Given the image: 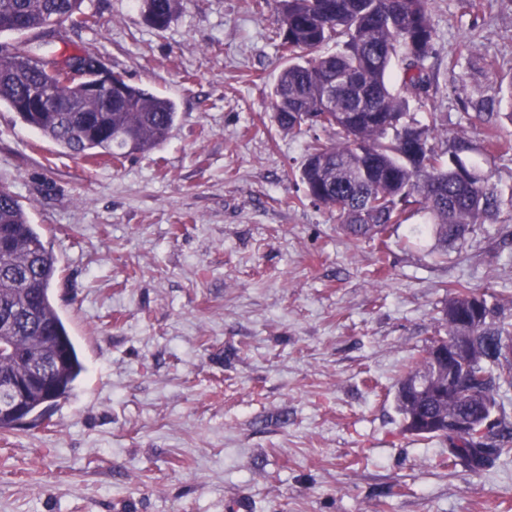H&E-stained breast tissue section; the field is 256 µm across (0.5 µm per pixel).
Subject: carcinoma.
<instances>
[{
  "instance_id": "1",
  "label": "carcinoma",
  "mask_w": 512,
  "mask_h": 512,
  "mask_svg": "<svg viewBox=\"0 0 512 512\" xmlns=\"http://www.w3.org/2000/svg\"><path fill=\"white\" fill-rule=\"evenodd\" d=\"M85 0H0V34L38 39L53 26L92 30L93 13ZM151 24L167 27L181 0H141ZM279 51L285 59L270 92L277 126L292 132L304 127L330 135L309 144L299 179L304 199L336 214L354 238L387 246L390 229L410 219L409 207L431 222L412 228L433 240L432 254L448 261V246L465 241L470 227L482 224L501 205L488 178L468 169L458 155L464 140L441 149V118L428 125L409 116L411 105L428 96L432 74L427 65L435 28L428 0H279ZM344 50L325 51L331 43ZM30 51L37 54L39 48ZM28 51V52H30ZM19 43L0 44V105H7L30 127L70 154L86 160L118 161L152 150L171 132L172 100L116 76L123 93L112 109L101 98L80 94L75 82L47 69L49 56L29 57ZM401 63L398 87L390 82L394 60ZM0 232L8 249L0 252V330L14 355L0 353V376L23 380L27 357L56 347L65 361L48 374L54 395L28 390L26 413L34 415L69 395L86 366L51 297L58 259L16 196L0 189ZM444 335L413 361L394 395L403 431L448 443V462L476 472L512 451V416L503 399L512 391V360L500 344L512 341V303L465 285L448 291L438 311ZM472 336L477 356L459 365L461 387L430 400L415 392L430 373L433 346H447L461 333ZM464 416L475 425L470 438L448 435V419Z\"/></svg>"
}]
</instances>
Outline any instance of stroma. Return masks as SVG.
I'll return each instance as SVG.
<instances>
[{
  "label": "stroma",
  "mask_w": 512,
  "mask_h": 512,
  "mask_svg": "<svg viewBox=\"0 0 512 512\" xmlns=\"http://www.w3.org/2000/svg\"><path fill=\"white\" fill-rule=\"evenodd\" d=\"M97 53L174 101L155 149L76 158L0 106V187L56 254L54 304L85 357L70 395L0 434V512H512V453L479 474L402 433L396 385L450 287L512 301V0H429L436 75L412 117L500 192L435 262L410 223L378 252L310 204V132L272 119L274 0H183L166 28L138 0H86ZM469 44L456 70L448 59Z\"/></svg>",
  "instance_id": "obj_1"
}]
</instances>
